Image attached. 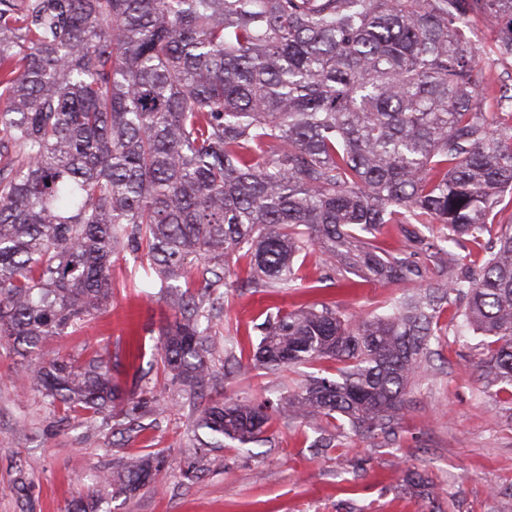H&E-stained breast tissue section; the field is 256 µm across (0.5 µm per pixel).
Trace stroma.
<instances>
[{
	"label": "stroma",
	"mask_w": 512,
	"mask_h": 512,
	"mask_svg": "<svg viewBox=\"0 0 512 512\" xmlns=\"http://www.w3.org/2000/svg\"><path fill=\"white\" fill-rule=\"evenodd\" d=\"M478 85L487 112L498 118L502 90L512 88V60L479 64ZM224 290L218 336H236L242 351L258 340L256 324L270 304L289 310L308 302L346 313H375L384 301L406 293L403 285L364 283L355 291L311 289L325 274L320 254L308 256L299 273L308 289L255 293L245 288L247 268L237 263ZM174 312L171 298L149 285L133 257L112 267V298L88 328L49 346L50 354L84 357L103 341L123 389L151 392L164 403L139 428L82 425L50 406L24 377L26 363L0 347V512H67L73 500L98 512H426L425 501L405 483L407 470L432 477L443 512H512V399L484 391L476 362L487 339L457 336L456 305L445 306L433 337L430 366L409 387L393 435L353 431L332 420L321 431L276 418L264 442L226 446L202 456L190 435L195 413L177 384L165 378L149 327ZM212 399L287 396L307 368L277 372L225 370L216 359ZM330 448L314 447L317 433ZM147 453L166 457L156 488L128 497L102 482L120 463ZM199 478L184 476L188 468Z\"/></svg>",
	"instance_id": "1"
}]
</instances>
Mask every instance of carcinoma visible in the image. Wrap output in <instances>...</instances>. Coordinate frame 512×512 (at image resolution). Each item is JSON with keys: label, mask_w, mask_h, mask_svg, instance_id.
Returning a JSON list of instances; mask_svg holds the SVG:
<instances>
[{"label": "carcinoma", "mask_w": 512, "mask_h": 512, "mask_svg": "<svg viewBox=\"0 0 512 512\" xmlns=\"http://www.w3.org/2000/svg\"><path fill=\"white\" fill-rule=\"evenodd\" d=\"M485 14L499 21L486 60L512 58V0H0V346L37 356L28 383L87 423L162 414L112 382L110 354L45 358L106 306L132 253L176 297L157 349L200 400L202 448L261 442L276 416L391 428L457 300L458 335L491 338L485 388L512 400V232L477 274L376 315L267 313L254 368L334 361L336 374L274 405L206 399L230 256L258 293L300 287L313 252L350 288L416 285L414 251L443 268L492 233L512 191V113L489 123L477 86L465 31ZM388 224L404 232L397 253L377 242ZM164 471L148 453L104 482L131 496ZM406 483L432 512L428 474Z\"/></svg>", "instance_id": "obj_1"}]
</instances>
